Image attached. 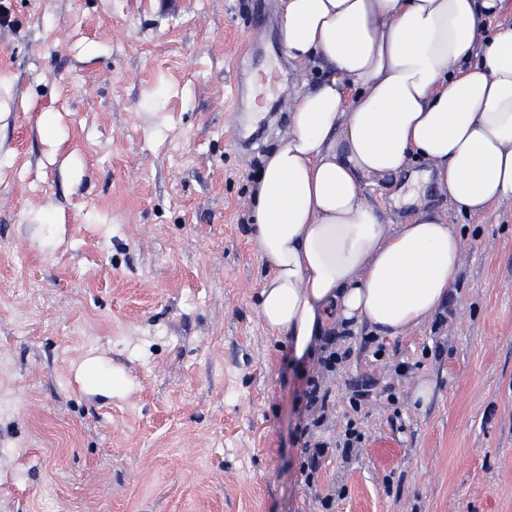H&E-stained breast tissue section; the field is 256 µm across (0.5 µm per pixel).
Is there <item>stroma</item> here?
<instances>
[{
  "instance_id": "1",
  "label": "stroma",
  "mask_w": 512,
  "mask_h": 512,
  "mask_svg": "<svg viewBox=\"0 0 512 512\" xmlns=\"http://www.w3.org/2000/svg\"><path fill=\"white\" fill-rule=\"evenodd\" d=\"M275 4L0 0V512H512V201L458 212L421 165L371 189L385 223L423 194L463 235L449 310L408 335L360 326L302 371L260 319L251 189L302 86L255 26ZM253 54L280 81L241 150Z\"/></svg>"
}]
</instances>
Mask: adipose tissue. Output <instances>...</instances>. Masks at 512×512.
<instances>
[{"mask_svg":"<svg viewBox=\"0 0 512 512\" xmlns=\"http://www.w3.org/2000/svg\"><path fill=\"white\" fill-rule=\"evenodd\" d=\"M506 0H277L297 73L288 138L257 176L251 239L270 272L259 314L312 362L333 327L403 336L440 312L463 264L446 215L385 224L368 189L416 160L459 209L512 200V22Z\"/></svg>","mask_w":512,"mask_h":512,"instance_id":"obj_1","label":"adipose tissue"}]
</instances>
